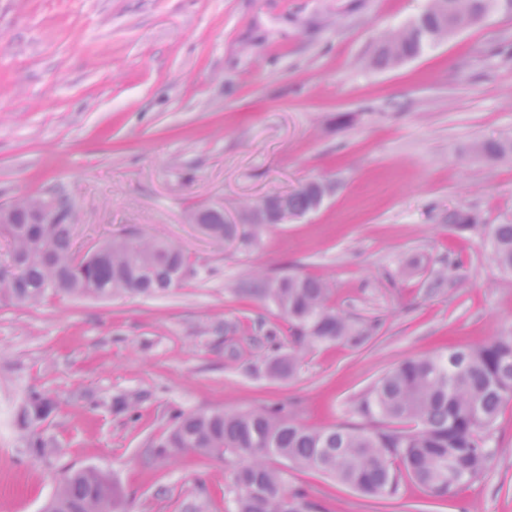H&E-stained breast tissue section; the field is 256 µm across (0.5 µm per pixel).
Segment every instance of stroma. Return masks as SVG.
<instances>
[{
    "mask_svg": "<svg viewBox=\"0 0 512 512\" xmlns=\"http://www.w3.org/2000/svg\"><path fill=\"white\" fill-rule=\"evenodd\" d=\"M426 0H0V203L56 190L74 249L107 234L179 245L182 284L154 296L0 302V512H41L65 469L94 467L126 512H234L237 460L156 447L180 414L278 407L314 427L357 425L358 398L402 361L477 348L512 329V278L486 241L443 221L464 207L512 221V163L475 152L512 136V14L402 66L370 54ZM314 178L323 207L226 246L188 223L234 217ZM452 268L453 281L429 280ZM326 280L365 344L307 350L243 295L257 272ZM55 404L20 420L32 393ZM51 444L31 455V437ZM485 474L442 499L405 481L387 512H512V402ZM299 512H371L331 477L289 471Z\"/></svg>",
    "mask_w": 512,
    "mask_h": 512,
    "instance_id": "35a3bbf8",
    "label": "stroma"
}]
</instances>
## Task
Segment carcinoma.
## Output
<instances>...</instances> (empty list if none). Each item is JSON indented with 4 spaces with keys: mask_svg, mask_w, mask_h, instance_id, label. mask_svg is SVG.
I'll return each instance as SVG.
<instances>
[{
    "mask_svg": "<svg viewBox=\"0 0 512 512\" xmlns=\"http://www.w3.org/2000/svg\"><path fill=\"white\" fill-rule=\"evenodd\" d=\"M512 13V0H427L424 10L385 34L371 59L384 70L416 59L448 37ZM477 152L488 160L512 161V137L487 139ZM320 179L279 194L288 211L302 216L320 203ZM40 200L56 203L57 217L36 223ZM211 237L227 244L259 237L245 224L224 222V207L200 211ZM458 230L480 231L500 272L512 276V222L484 224L464 208L448 211ZM0 236L11 244L0 264V300L34 306L49 297L112 298L152 296L177 288L190 267L180 247L153 238H107L103 250L73 262L72 224L62 199L51 193L26 196L9 204ZM286 317L298 348L268 364L273 376L293 374L300 347L346 342L364 344L379 325L361 328L330 304V285L322 278L282 274L254 288H241ZM512 398V330L479 348L403 361L388 370L357 401L362 426L315 428L279 409L226 412L215 409L183 414L161 448H181L242 461L234 470L235 512H298L296 497H286L283 467L318 472L384 502L396 498L404 480L430 495L447 498L482 476L495 452L491 435ZM51 402L33 393L24 419L41 420ZM120 493L96 468L62 473L45 512H119Z\"/></svg>",
    "mask_w": 512,
    "mask_h": 512,
    "instance_id": "carcinoma-1",
    "label": "carcinoma"
}]
</instances>
